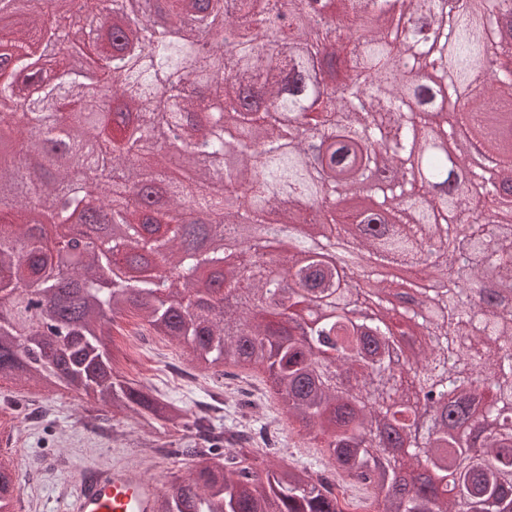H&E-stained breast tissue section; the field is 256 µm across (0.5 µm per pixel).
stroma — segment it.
I'll return each instance as SVG.
<instances>
[{
  "label": "stroma",
  "mask_w": 512,
  "mask_h": 512,
  "mask_svg": "<svg viewBox=\"0 0 512 512\" xmlns=\"http://www.w3.org/2000/svg\"><path fill=\"white\" fill-rule=\"evenodd\" d=\"M138 318L129 316L114 329L118 351L116 370L121 378L144 380L160 394L190 412L213 404L215 393L227 402L216 413L220 425H231L237 412L232 402L238 391L249 390L257 403L254 427L273 426L282 446L291 448L292 461L319 469L325 462L317 442L298 433L269 392L265 376L216 379L194 368L185 346L162 336H143L131 347L127 333H140ZM9 434V447L0 446V459L20 473V494L27 512H55L58 500L78 473L87 467L137 459L148 477L164 487L176 485L188 473V464L164 458L167 435L143 432L138 416L111 417L87 399L65 389H45L32 382H0V434Z\"/></svg>",
  "instance_id": "35a3bbf8"
}]
</instances>
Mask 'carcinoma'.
<instances>
[{"label": "carcinoma", "instance_id": "cac0c4a2", "mask_svg": "<svg viewBox=\"0 0 512 512\" xmlns=\"http://www.w3.org/2000/svg\"><path fill=\"white\" fill-rule=\"evenodd\" d=\"M67 2L0 0V16L26 15L25 28L0 36V123L16 112L27 119L19 156L0 161V381L63 385L114 417L137 413L150 432L203 439L206 448L165 450L193 469L158 512H345L338 475L370 492L373 512H512V228L498 231L490 206L470 202L468 182L482 171L457 174L492 137L490 166L512 197V135L486 128L497 100L512 99V76L476 79L512 54V0H494L488 19L472 0H340L326 18V0H155L172 19L159 37L137 0H85L74 13ZM285 10L296 24L256 43L255 29ZM396 15L413 22L402 38L389 25ZM75 26L80 67L58 47ZM202 29L205 57L193 37ZM443 89L456 108L442 113L440 133L456 142V161L429 150ZM177 131L185 181L170 177L163 149ZM422 149L428 182L419 186L408 161ZM87 174L122 235L72 254L56 277L55 239L34 234L32 209L51 204L39 223L70 238L91 210ZM242 188L245 205L226 207ZM351 191L389 220L336 214V199ZM186 209L219 217L226 230L253 227L221 280L223 295L244 294L249 306L218 308L209 285L153 275L139 260L149 249L178 273L222 259L191 245ZM308 222L313 232L279 260L293 280L282 288L258 261L264 235ZM323 225L372 265L343 275L324 262ZM436 238L454 244L446 264L427 266L446 288L396 305L381 287L377 316L357 312L359 278L383 264H419ZM109 266L123 267L137 293L101 287ZM15 280L37 285L40 310L14 294ZM127 313L149 335L187 346L203 371L266 369L288 416L328 436L323 454L335 474L258 448L246 426L217 433L150 387L120 380L101 351ZM406 327L423 330L408 382L390 369ZM488 414L501 418L497 428L482 423ZM418 469L426 481L401 479ZM447 478L451 498L440 487ZM18 492L1 461L0 512H12Z\"/></svg>", "mask_w": 512, "mask_h": 512}]
</instances>
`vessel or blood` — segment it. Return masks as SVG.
<instances>
[{"label":"vessel or blood","instance_id":"1","mask_svg":"<svg viewBox=\"0 0 512 512\" xmlns=\"http://www.w3.org/2000/svg\"><path fill=\"white\" fill-rule=\"evenodd\" d=\"M163 494L159 482L141 467L117 462L81 471L59 512H155Z\"/></svg>","mask_w":512,"mask_h":512}]
</instances>
